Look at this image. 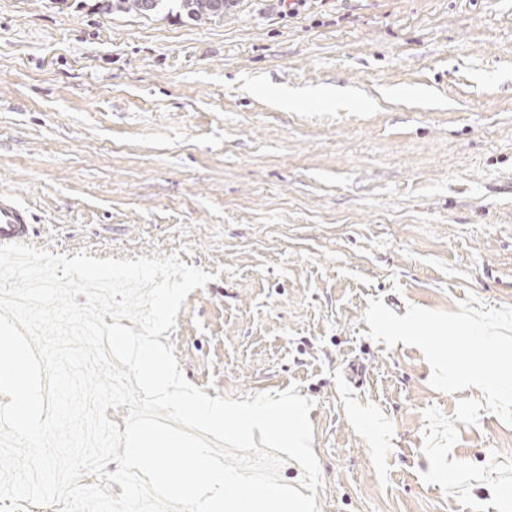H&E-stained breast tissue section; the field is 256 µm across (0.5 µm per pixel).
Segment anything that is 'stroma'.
<instances>
[{
  "mask_svg": "<svg viewBox=\"0 0 512 512\" xmlns=\"http://www.w3.org/2000/svg\"><path fill=\"white\" fill-rule=\"evenodd\" d=\"M1 192L35 248L211 274L160 340L209 397L313 401L319 512H512V427L364 320L512 308V0H0ZM162 2L164 0H96L92 6L94 10L108 15L121 12L148 16L160 13L163 9ZM236 0H181L180 8L192 21L202 22L224 15L234 7Z\"/></svg>",
  "mask_w": 512,
  "mask_h": 512,
  "instance_id": "35a3bbf8",
  "label": "stroma"
}]
</instances>
